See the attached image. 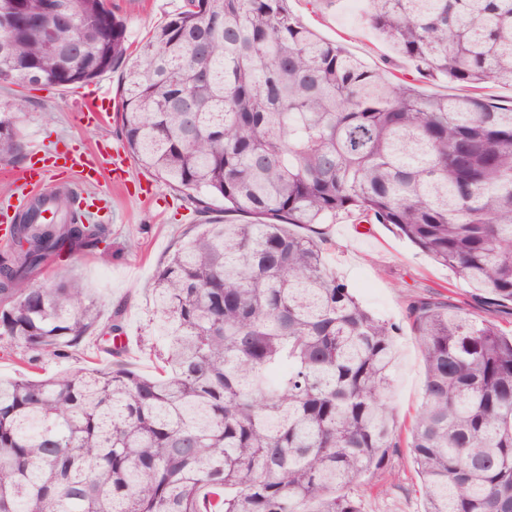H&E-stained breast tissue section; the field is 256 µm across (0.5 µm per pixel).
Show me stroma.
Instances as JSON below:
<instances>
[{"label":"stroma","instance_id":"stroma-1","mask_svg":"<svg viewBox=\"0 0 512 512\" xmlns=\"http://www.w3.org/2000/svg\"><path fill=\"white\" fill-rule=\"evenodd\" d=\"M182 0H108V6L124 23L130 45L141 43L155 27L177 12ZM290 9L320 37L336 40L362 59L369 68L396 70L407 74L411 65L390 45L369 31L363 0H288ZM108 89L112 100H119L122 71L114 69L78 89L30 86L24 89L0 85V112L16 115L22 152L0 161V208L11 200L12 171L25 166L27 155L36 146L59 152L74 149L96 155L99 146L109 144L123 149L119 126L114 120L80 118L82 100L97 88ZM122 179H101L99 187L70 184L67 174L49 176L44 192L54 195L61 187L72 186L85 193L95 219L111 229L113 257L104 262L98 256L80 253L64 261L50 262L35 284L75 279L94 299L101 318H108L113 307L124 305L129 348L123 356L126 367L143 376L153 375L155 361L145 347L157 338L158 321L151 297L156 272L179 246L185 225L219 223L224 219L222 201H212L204 212L183 208L177 193L154 180L133 158L125 160ZM325 238V259L329 269L353 289L361 304L375 317L396 324L398 361L389 396L397 425L408 431L423 396L421 347L406 319L408 300L438 291L468 312H482L485 319L500 323L508 315L478 310L470 290L449 278L442 266L419 253L406 239L385 224L354 223L347 216L319 225ZM105 359L86 337L81 346L64 359H43L37 366L19 361L17 356L0 354V375L18 374L41 377L78 371L104 364ZM355 491L361 512H423L421 482L408 448L395 449L391 461L381 469L363 473Z\"/></svg>","mask_w":512,"mask_h":512}]
</instances>
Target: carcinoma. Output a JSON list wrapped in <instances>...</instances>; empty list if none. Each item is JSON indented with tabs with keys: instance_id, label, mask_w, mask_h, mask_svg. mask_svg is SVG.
<instances>
[{
	"instance_id": "cac0c4a2",
	"label": "carcinoma",
	"mask_w": 512,
	"mask_h": 512,
	"mask_svg": "<svg viewBox=\"0 0 512 512\" xmlns=\"http://www.w3.org/2000/svg\"><path fill=\"white\" fill-rule=\"evenodd\" d=\"M79 62L28 27L46 0H0L15 25L0 84L74 88L124 67L128 153L198 210L153 280L155 377L118 358L51 260L96 253L110 228L73 197L37 198L0 248V351L30 366L92 334L110 366L0 378V512H361L349 493L399 447L388 405L397 327L362 307L295 228L340 214L388 224L512 315V0H367L366 24L411 63L471 89L427 94L319 37L288 0H183L137 55L102 0H67ZM22 149L0 113V159ZM424 353L408 448L425 512H512V330L434 295L409 301Z\"/></svg>"
}]
</instances>
